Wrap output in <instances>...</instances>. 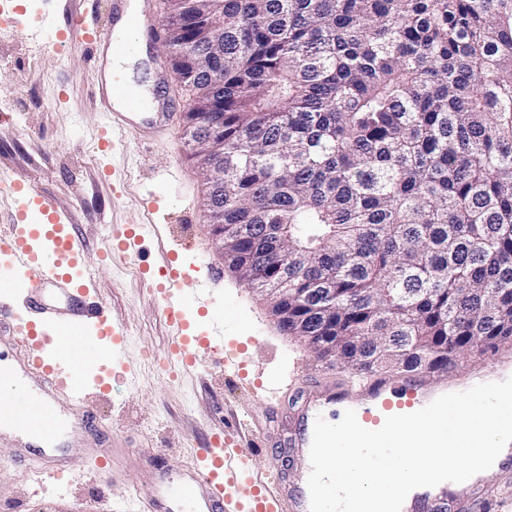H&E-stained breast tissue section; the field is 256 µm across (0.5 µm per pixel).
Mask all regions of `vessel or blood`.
<instances>
[{"label":"vessel or blood","mask_w":512,"mask_h":512,"mask_svg":"<svg viewBox=\"0 0 512 512\" xmlns=\"http://www.w3.org/2000/svg\"><path fill=\"white\" fill-rule=\"evenodd\" d=\"M112 11L123 18L127 38L111 37L99 43L96 34L76 17L64 34L48 13L40 20L41 30L53 42L62 41L67 34L81 37L89 50L91 94L101 105L105 132H113L118 122L132 118L138 122L143 142L148 143L171 130L167 101L156 96L144 104L131 98L123 80L104 68L102 54L129 53L133 36L152 33L150 15L145 10L129 11L124 0H112ZM0 189L9 191L19 203L6 229L0 231V255L10 261L9 270L0 273V282L8 288L7 296L0 298V343L20 348L27 379V396L18 400L13 419L27 435L16 446L15 459L51 478L78 467L69 438L97 422L94 409L84 405L85 378L92 357L86 347L79 345V338L97 333L99 354L109 359L126 331L112 319L93 283L74 280L73 271L83 255V246L71 234L66 212L52 200L30 197L22 181L0 176ZM145 240L142 230L134 229L116 235L113 244L136 256ZM191 278L189 269H170L169 286L160 295L163 310L167 321L179 330L177 350L193 344L214 352L224 343L223 328L215 326L207 335L196 336L184 319L186 303L181 286ZM511 373V359L487 356L478 368L457 374L450 383L431 384L406 374L373 381L350 399L326 391L310 394L284 436L285 443L297 451L298 472L293 483L269 487L254 480L250 455L241 445L239 432L230 429L213 438L190 476L175 479L167 471H159L151 482L150 504L162 512H182L186 504L194 505L196 512H310L309 452L317 418L328 420L336 410L351 409L364 428L375 430L388 416L415 412L440 395L497 382ZM61 393L75 405L63 422L55 415L56 397ZM500 472L495 464L462 483L447 481L420 488L405 500L402 512H425L436 504L462 506L477 493L495 486Z\"/></svg>","instance_id":"vessel-or-blood-1"}]
</instances>
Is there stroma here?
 Returning <instances> with one entry per match:
<instances>
[{
	"label": "stroma",
	"instance_id": "1",
	"mask_svg": "<svg viewBox=\"0 0 512 512\" xmlns=\"http://www.w3.org/2000/svg\"><path fill=\"white\" fill-rule=\"evenodd\" d=\"M32 22L0 26V169L56 201L87 252L81 265L117 323L127 329L121 356L96 363L88 372V403L105 426L100 447L113 440L129 446L116 457L115 479L92 478L88 466L57 483L39 484L12 463L10 443L0 442V512H128L131 500L147 496L144 469L190 470L214 433L235 427L272 440L252 451L253 475L296 476L295 451L278 439L308 391L345 394L357 379L317 358L308 345L284 335L268 304L228 271L216 251L204 212L205 187L185 137V114L194 91L169 80L175 99L171 135L140 144L134 129L117 134V148L100 147L103 115L89 89V53L81 39L59 48L37 35L35 18L46 0H22ZM107 35L112 0H59L57 19L71 16ZM150 224L146 257L114 249L123 228ZM210 279L208 306H190L195 333L224 323V353L200 351L187 365L172 352L173 330L153 290L168 257ZM282 373L283 388L271 396L256 380L267 370Z\"/></svg>",
	"mask_w": 512,
	"mask_h": 512
}]
</instances>
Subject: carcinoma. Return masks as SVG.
<instances>
[{
	"label": "carcinoma",
	"instance_id": "obj_1",
	"mask_svg": "<svg viewBox=\"0 0 512 512\" xmlns=\"http://www.w3.org/2000/svg\"><path fill=\"white\" fill-rule=\"evenodd\" d=\"M226 259L363 379L512 342V0H172Z\"/></svg>",
	"mask_w": 512,
	"mask_h": 512
}]
</instances>
